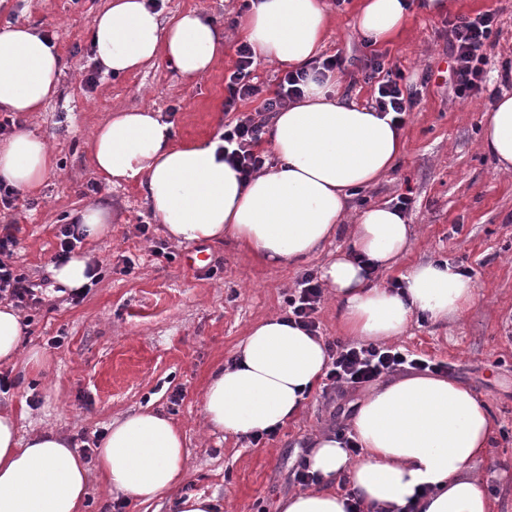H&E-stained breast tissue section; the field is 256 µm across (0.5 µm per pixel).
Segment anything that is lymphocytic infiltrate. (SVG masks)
<instances>
[{"label":"lymphocytic infiltrate","mask_w":512,"mask_h":512,"mask_svg":"<svg viewBox=\"0 0 512 512\" xmlns=\"http://www.w3.org/2000/svg\"><path fill=\"white\" fill-rule=\"evenodd\" d=\"M496 16L488 11L476 17H458L448 23V55L451 68L448 86L453 96L462 102L477 99L483 92L487 78V58L484 47L490 40ZM255 53L248 44L237 48V62L224 79L227 96L225 111L236 118L224 127V158L243 177L260 172L267 156L260 151L268 128L270 113L287 107L299 98L306 76L288 72L279 77L270 97H263L262 88L251 77ZM364 81L372 88L371 101L375 109L394 113V121L404 124L407 112L413 111L420 97L413 86H400L401 72L387 69L381 56L375 55L364 64ZM259 100L255 111L237 114L238 103ZM15 224L0 226V298L7 297L21 306H39L43 300L27 276L12 264L18 244ZM322 298V288L313 272H305L297 288L288 299V317L310 332H317L316 313ZM330 360L326 379L338 388H358L370 384L383 374L397 370H417L438 373L445 371L446 363L421 357L399 346H380L373 343H344L332 340L326 344Z\"/></svg>","instance_id":"1"}]
</instances>
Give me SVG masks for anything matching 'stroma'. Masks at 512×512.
<instances>
[{
	"label": "stroma",
	"instance_id": "obj_1",
	"mask_svg": "<svg viewBox=\"0 0 512 512\" xmlns=\"http://www.w3.org/2000/svg\"><path fill=\"white\" fill-rule=\"evenodd\" d=\"M448 14L415 12L394 39L366 42L354 25L357 0L331 7L323 55H337L345 72L343 93L367 104L366 57L383 55L405 84H422L419 105L402 127L407 151L376 185L353 193L352 210L395 203L406 195L415 227L398 265L383 273L390 283L416 263L447 260L467 267L480 298L448 326L420 319L398 346L453 364V379L486 402L494 420L492 455L477 463L491 492L492 512H512V172L497 171L479 151L488 97L470 102L448 93V22L493 11L497 33L486 47L490 88L501 65L512 61V0H456ZM108 0H0V30L31 26L52 38L63 59L57 95L39 112L16 114L17 125L44 136L55 171L34 193H21L6 220L19 227L15 261L31 281L43 284L52 307L23 308L26 351L48 358L44 372L0 366L12 386L0 391V407L19 413V433L53 431L73 448L105 433L112 419L138 410L168 417L185 436L188 471L177 491L149 501L125 498L121 512H176L179 497H216L222 512H278L279 499L299 490L294 471L314 434L348 424L361 391L317 386L303 411L259 444L203 427V391L211 370L231 364L248 329L273 315H287L288 296L301 275L320 268L347 247L338 233L304 260L282 267L263 264L232 239L181 244L167 240L144 187L137 182H100L90 163L89 138L105 116L119 109L151 107L172 123L179 141L213 138L237 112L224 110V75L233 67L235 34L243 0H159L162 21L196 10L224 37V55L206 75L182 79L165 57L123 76L85 78L95 64L91 21ZM97 192H90V185ZM89 205L109 215L107 234L83 242L79 252L96 266L97 281L79 303L61 294L50 258L59 224ZM168 254L154 256L156 243ZM197 255L195 268L184 257ZM178 402H171L174 392Z\"/></svg>",
	"mask_w": 512,
	"mask_h": 512
}]
</instances>
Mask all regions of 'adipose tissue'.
Masks as SVG:
<instances>
[{
	"label": "adipose tissue",
	"mask_w": 512,
	"mask_h": 512,
	"mask_svg": "<svg viewBox=\"0 0 512 512\" xmlns=\"http://www.w3.org/2000/svg\"><path fill=\"white\" fill-rule=\"evenodd\" d=\"M455 0H359L356 28L376 43L392 40L415 9L443 14ZM331 19L324 0H249L239 30L265 61L307 70ZM94 59L104 73L139 71L165 56L188 80L209 72L224 53L220 32L196 11L162 23L149 0H110L91 23ZM55 44L25 25L0 30V111L36 112L58 90ZM341 77L309 81L304 96L276 112L268 146L276 161L249 181L224 160V142L175 141L172 125L151 108L109 115L90 139L92 166L105 183L141 181L166 232L185 244L232 237L263 262L283 266L321 247L341 225L349 248L321 268L342 332L387 343L415 317L460 319L477 288L447 261H426L400 287L371 283L367 266L387 271L407 250L414 227L388 205L348 218L353 190L387 175L406 152L391 115L347 100ZM499 170H512V95L498 97L479 142ZM53 168L46 140L20 128L0 140V180L27 191ZM23 325L0 305V363L39 370L23 351ZM319 337L272 315L253 325L229 365L204 388L206 427L237 436L268 433L296 418L325 375ZM493 421L467 386L438 374H408L375 385L358 401L348 438L321 432L307 456L318 487L280 499V512H346L349 482L370 512H491L474 463L489 455ZM361 448L350 456L347 441ZM97 466L110 490L151 500L182 483L184 437L165 416L135 411L112 420L98 443ZM89 469L53 432L20 438L13 412L0 410V512H84Z\"/></svg>",
	"instance_id": "1"
}]
</instances>
